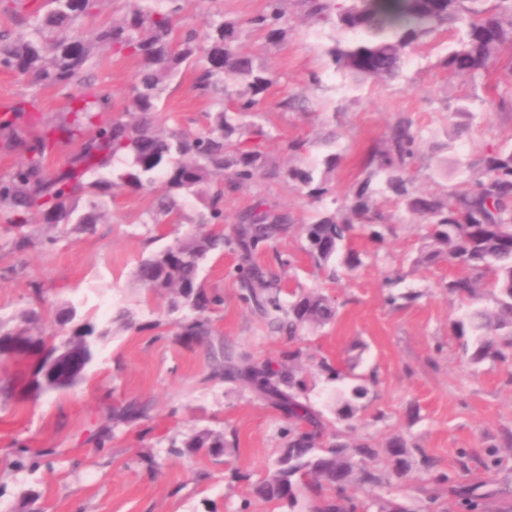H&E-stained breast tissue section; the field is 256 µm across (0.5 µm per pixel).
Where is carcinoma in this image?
I'll use <instances>...</instances> for the list:
<instances>
[{
  "mask_svg": "<svg viewBox=\"0 0 512 512\" xmlns=\"http://www.w3.org/2000/svg\"><path fill=\"white\" fill-rule=\"evenodd\" d=\"M103 0H0V13L9 16L19 30L0 31V62L6 68L46 87L66 88L87 77L99 52L140 59L138 81L133 87L132 110L116 114L108 122L96 116L111 108L103 96L85 95L69 102L72 116L48 126L26 144L24 162L0 176V214L9 224H29L32 214L52 227L77 222L96 224L100 198L112 193L114 183L100 176L113 158L125 160L121 185L138 192L160 181L164 191L156 198L149 222L177 220L185 198L195 196L203 209L196 223L210 229L187 233L162 252L139 264L137 279L151 293L167 294L172 312L183 311L176 321L177 338L186 345L206 348L210 376L252 391L288 419L285 443L267 474L252 486L253 494L294 512L304 497L306 512H415L405 504L373 498L358 501L347 495L352 484L378 488L384 483L403 484L412 479V456L407 443L395 437L378 447L368 440L349 442L338 433L326 432L321 414L306 402L307 381L297 367L303 352L291 347L299 332L317 330L336 317L335 302L323 293L303 289L288 292L272 271L259 265L238 268L243 300L259 317L286 333L290 347L275 362L256 363L224 348V339L211 325L208 312L218 297L200 279L202 263L224 247V191L238 190L262 177L282 178L307 190L315 201L328 193L327 180L340 164L332 152L314 166L269 162L254 135L264 131L254 121L261 112L267 90L276 76L241 51L240 40L249 32L260 33L277 44L288 31V0H265L263 10L244 21L224 17L223 8L212 5L204 35L181 29L177 20L183 0H163L151 9L134 5L122 18L106 23L87 35L78 25L95 16ZM310 19L330 23L351 37L336 41L327 50L333 72L355 78L386 81L396 77L422 39L446 32L457 47L442 61L450 74L465 75L475 82L485 77L498 60L504 44L512 46V0H302ZM184 67L192 68L193 88L208 101L205 129L194 135L160 134L155 129L161 111V94L167 80ZM58 138L78 143L66 168L50 172L48 151ZM424 129L412 116L401 114L389 126L381 143L368 156L369 177L339 208L322 209L303 227L307 253L318 268L338 262L347 272L364 264L365 254L351 247L358 229L374 225L372 241L385 242L392 214L375 199L386 195L404 212L424 223V244L417 265L442 261L455 263L461 273L448 279L446 288L465 306L450 322L453 335L475 343L473 362L512 358V143L490 150L469 163L471 176L443 195L420 192L414 168L421 160ZM88 197V210L73 218L72 202ZM288 231V216L263 201L245 211L236 228L234 243L246 254ZM490 294L491 306L476 301ZM35 307L8 319H0V363L15 358L34 361V395L63 391L78 385L93 363L97 345L112 333V325L130 328L133 317L120 311L102 324L87 321L66 336L32 332L50 306L35 291ZM367 393L362 385L351 387L340 400V419L354 418L353 400ZM149 413L146 403H129L112 411L113 427L130 425ZM237 451L234 430L206 429L183 441L178 453L196 457H230ZM53 453H32L17 448L10 465L31 471L38 458ZM391 468L382 476L375 468L380 456ZM452 492L467 512H477L480 497L466 479Z\"/></svg>",
  "mask_w": 512,
  "mask_h": 512,
  "instance_id": "1",
  "label": "carcinoma"
}]
</instances>
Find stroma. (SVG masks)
Returning <instances> with one entry per match:
<instances>
[{"label": "stroma", "mask_w": 512, "mask_h": 512, "mask_svg": "<svg viewBox=\"0 0 512 512\" xmlns=\"http://www.w3.org/2000/svg\"><path fill=\"white\" fill-rule=\"evenodd\" d=\"M288 18L283 42L269 44L257 32L240 42L242 51L277 76L258 118L267 133L262 149L281 165L295 160L314 164L332 151L342 160L331 177L330 196L319 203L278 178L226 193L224 234L233 236L240 215L265 200L288 215L290 229L254 253L253 263L270 267L274 254H281L290 260L277 267L283 287L316 288L336 300L335 320L300 341L308 397L329 432L341 430L348 439L379 446L402 436L408 447L424 449L436 459L438 471L449 475L458 473L461 454H469L468 479L479 485L485 512H512V362H470L461 340L449 333V322L461 313L446 288L456 267L414 264L423 230L399 213L383 247L355 234L353 246L368 257L354 273L337 280L315 268L302 233L317 206L343 201L367 178V156L399 113L411 115L441 142L454 121L448 103L466 92L474 94L469 130L417 174L422 190L439 194L466 180L468 162L489 146L512 142V112L499 110L494 77L473 86L439 67L450 45L447 34L426 39L397 78L358 81L328 65L332 26L313 23L298 0H288ZM139 70L138 61L108 50L98 54L87 83L66 89L34 85L0 69V107L29 101L43 121L54 122L65 117L71 98L91 92L109 96L121 110L131 105ZM314 73L322 78L316 86L310 83ZM301 92L309 98L308 110L281 108L284 98ZM208 108L193 91L190 73H181L163 94L159 128L199 132ZM297 139L305 142L306 151L295 159L284 147ZM155 196L152 190L115 192L104 200V218L90 230L76 223L54 229L27 225L21 231L30 241L22 251L11 246L21 231L0 220V317L33 307L32 291L38 288L55 308L75 306L79 318L102 322L126 308L136 321L135 328L113 329L75 387L35 401L0 400V512H20L21 495L28 490L38 494L47 512H236L246 498L250 512H274V504L252 497L251 483L279 455L285 420L248 390L211 379L205 349L176 339L166 296L148 293L135 277L140 260L182 237L201 207L190 197L179 222L149 224L145 218ZM51 236L56 239L52 245L47 242ZM242 260V253L228 246L205 261L201 278L220 297L210 318L233 353L256 362L278 358L288 340L241 301L236 272ZM393 276L400 279L394 290L419 292V299L387 304L393 290L387 280ZM320 357L345 371V379L319 373L315 361ZM359 377L368 393L358 400L353 421L338 419L336 394L348 391ZM130 401L150 403L149 419L113 427V407ZM227 426L239 434L232 467L243 473V480H231L228 467L212 460L170 451L171 444L199 431ZM108 427L114 435L100 443L99 434ZM21 443L55 454L36 471L17 472L9 460ZM493 447L499 448L501 461L484 468L482 461ZM146 452L155 457L156 471L138 463V455ZM376 494L415 508L428 503L433 512H464L447 485L423 475L400 487H379Z\"/></svg>", "instance_id": "35a3bbf8"}]
</instances>
